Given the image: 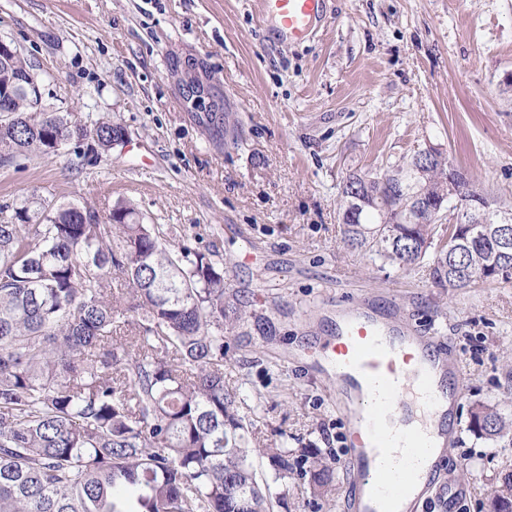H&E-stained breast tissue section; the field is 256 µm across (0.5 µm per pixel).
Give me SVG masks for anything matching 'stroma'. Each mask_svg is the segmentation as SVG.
<instances>
[{
    "mask_svg": "<svg viewBox=\"0 0 512 512\" xmlns=\"http://www.w3.org/2000/svg\"><path fill=\"white\" fill-rule=\"evenodd\" d=\"M0 40L34 66L43 111L126 133L93 165L68 146L0 167V206L125 201L169 248L214 254L249 302L224 339L227 384L289 460L316 448L334 468L332 502L294 473L276 512H347L346 416L310 354L337 306L360 301L444 336L458 360L460 432L416 512H446L462 468L456 512H486L512 441L478 439L469 411L512 379V284L457 293L431 261L348 247L341 189L431 147L512 206V0H327L312 37L280 43L257 0H0Z\"/></svg>",
    "mask_w": 512,
    "mask_h": 512,
    "instance_id": "obj_1",
    "label": "stroma"
}]
</instances>
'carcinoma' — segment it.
I'll return each instance as SVG.
<instances>
[{
  "instance_id": "1",
  "label": "carcinoma",
  "mask_w": 512,
  "mask_h": 512,
  "mask_svg": "<svg viewBox=\"0 0 512 512\" xmlns=\"http://www.w3.org/2000/svg\"><path fill=\"white\" fill-rule=\"evenodd\" d=\"M33 66L15 52L0 67V163L55 153L88 138L93 159L121 125L74 124L38 110L10 75ZM410 204L413 223L382 216ZM365 204L352 203L353 193ZM343 240L402 267L433 256L432 277L454 290L512 283L492 234L473 235L465 199L448 198V159L419 174L413 161L343 182ZM456 223L442 224V215ZM246 311L211 255L167 249L125 202L107 214L43 202L0 220V512H274L255 459L274 479L288 450L253 429L224 379V335ZM469 428L512 435L503 404L476 403ZM313 493L330 499L333 469L318 450L300 460ZM487 512H512V470Z\"/></svg>"
}]
</instances>
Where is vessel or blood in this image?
<instances>
[{
  "label": "vessel or blood",
  "instance_id": "vessel-or-blood-1",
  "mask_svg": "<svg viewBox=\"0 0 512 512\" xmlns=\"http://www.w3.org/2000/svg\"><path fill=\"white\" fill-rule=\"evenodd\" d=\"M279 36L307 38L324 0H260ZM334 358L349 405L351 512H413L451 445L461 390L445 341L394 325L371 307L341 313L336 334L314 351Z\"/></svg>",
  "mask_w": 512,
  "mask_h": 512
}]
</instances>
